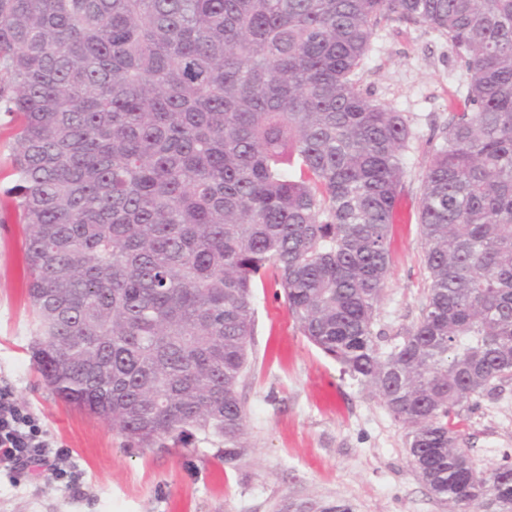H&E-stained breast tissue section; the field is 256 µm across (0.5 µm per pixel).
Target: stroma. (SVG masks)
<instances>
[{"mask_svg": "<svg viewBox=\"0 0 512 512\" xmlns=\"http://www.w3.org/2000/svg\"><path fill=\"white\" fill-rule=\"evenodd\" d=\"M362 87L409 120L399 218L389 234L391 266L377 306L380 343L402 341L429 285L418 206L426 164L463 81L447 42L397 20L376 31ZM249 371L240 387L245 448L227 464L213 445L136 448L110 422L66 404L31 360L35 321L23 286V233L0 224V387L68 448L77 481L0 477V512H449L420 480L407 454L408 425L296 329L283 299L254 298ZM463 446L477 470L512 464V382L495 399L463 408Z\"/></svg>", "mask_w": 512, "mask_h": 512, "instance_id": "obj_1", "label": "stroma"}]
</instances>
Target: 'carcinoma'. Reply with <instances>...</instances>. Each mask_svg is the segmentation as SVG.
<instances>
[{
  "instance_id": "cac0c4a2",
  "label": "carcinoma",
  "mask_w": 512,
  "mask_h": 512,
  "mask_svg": "<svg viewBox=\"0 0 512 512\" xmlns=\"http://www.w3.org/2000/svg\"><path fill=\"white\" fill-rule=\"evenodd\" d=\"M448 42L465 80L426 166L429 286L384 349L411 137L360 85L382 22ZM36 370L141 448L244 447L257 288L392 417L451 512L512 502L461 408L512 381V0H0Z\"/></svg>"
}]
</instances>
